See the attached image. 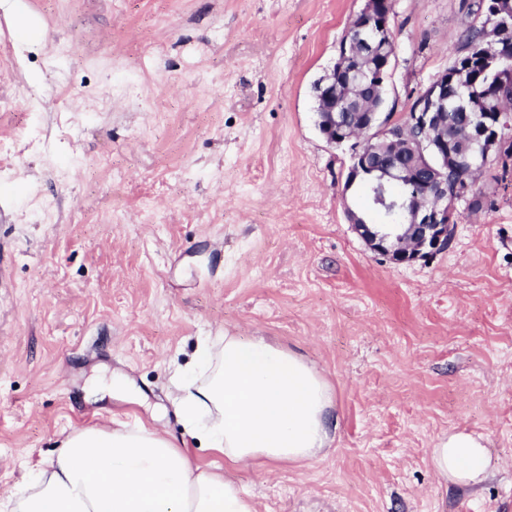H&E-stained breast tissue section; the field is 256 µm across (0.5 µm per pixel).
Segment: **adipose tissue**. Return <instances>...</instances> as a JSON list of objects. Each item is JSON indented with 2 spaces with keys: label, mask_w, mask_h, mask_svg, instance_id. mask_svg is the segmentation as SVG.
I'll return each mask as SVG.
<instances>
[{
  "label": "adipose tissue",
  "mask_w": 512,
  "mask_h": 512,
  "mask_svg": "<svg viewBox=\"0 0 512 512\" xmlns=\"http://www.w3.org/2000/svg\"><path fill=\"white\" fill-rule=\"evenodd\" d=\"M171 402L198 447L249 465L310 461L338 423L332 388L302 356L226 330L198 337L190 365H174ZM435 471L467 485L488 476L479 437L458 432L431 451ZM0 512H256L250 496L204 468L162 431L99 425L64 433L52 458L0 497Z\"/></svg>",
  "instance_id": "ef3b65f1"
}]
</instances>
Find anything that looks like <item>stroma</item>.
I'll use <instances>...</instances> for the list:
<instances>
[{
	"label": "stroma",
	"mask_w": 512,
	"mask_h": 512,
	"mask_svg": "<svg viewBox=\"0 0 512 512\" xmlns=\"http://www.w3.org/2000/svg\"><path fill=\"white\" fill-rule=\"evenodd\" d=\"M470 2L396 0L387 111L452 65ZM363 5L0 0V496L74 428L184 441L171 362L226 329L312 363L339 420L311 461L193 449L257 512H512V182L482 175L429 259L366 246L313 94ZM457 432L480 485L431 466ZM431 462L440 476L467 485L480 484L488 476V450L470 433L449 435L439 448H432Z\"/></svg>",
	"instance_id": "35a3bbf8"
}]
</instances>
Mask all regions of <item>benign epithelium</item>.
I'll return each mask as SVG.
<instances>
[{"label": "benign epithelium", "instance_id": "1", "mask_svg": "<svg viewBox=\"0 0 512 512\" xmlns=\"http://www.w3.org/2000/svg\"><path fill=\"white\" fill-rule=\"evenodd\" d=\"M396 0H365L357 18L374 26L376 36L362 32L347 36L339 46L338 54L344 61H355L357 66L347 75L354 76L356 86L386 83L395 64V46L391 18L395 15ZM484 15L508 18L512 14V0H484ZM486 62L495 65L497 74L512 76V61L497 53L490 54ZM465 83V73L442 71L417 95L423 97L422 110L405 113L403 134L397 136L393 128L398 125L392 112H377L366 105L359 107V119L352 122L347 114L331 107L318 113L316 125L325 140L334 146L350 145V164L344 191L366 184L374 192L379 207H397L401 210L402 232L390 239L372 230V224L361 214L348 211L349 222L368 247L397 263H411L428 259L448 248V226L458 203L468 199L469 185L448 190V170L481 172L492 163L502 161L506 137L504 129L512 126L509 112L463 113L467 141L455 152L448 149V139L439 136L448 127V100L455 89ZM316 101L336 99V68L322 75L313 85ZM375 134L378 150L384 152L397 142L405 143L412 154L406 167L377 166L369 163L375 150L360 151L357 142L362 135ZM398 184L420 187L421 196L414 202L394 199L390 191Z\"/></svg>", "mask_w": 512, "mask_h": 512}]
</instances>
